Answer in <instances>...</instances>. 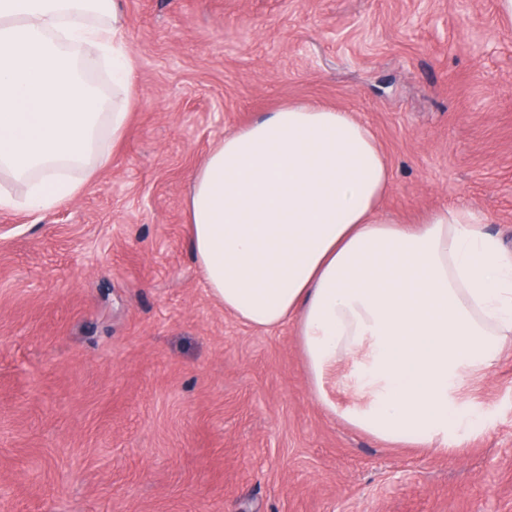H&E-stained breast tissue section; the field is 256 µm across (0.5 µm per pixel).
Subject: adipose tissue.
Wrapping results in <instances>:
<instances>
[{
  "instance_id": "ef3b65f1",
  "label": "adipose tissue",
  "mask_w": 512,
  "mask_h": 512,
  "mask_svg": "<svg viewBox=\"0 0 512 512\" xmlns=\"http://www.w3.org/2000/svg\"><path fill=\"white\" fill-rule=\"evenodd\" d=\"M117 0H0V208L38 216L108 161L134 101ZM391 172L352 113L291 103L225 135L187 199L194 261L247 325L293 324L314 395L339 376L354 429L393 445L444 433L451 391L512 335V251L466 207L383 216Z\"/></svg>"
}]
</instances>
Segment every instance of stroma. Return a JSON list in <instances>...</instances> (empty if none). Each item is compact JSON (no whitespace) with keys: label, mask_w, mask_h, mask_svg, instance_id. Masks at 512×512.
I'll use <instances>...</instances> for the list:
<instances>
[{"label":"stroma","mask_w":512,"mask_h":512,"mask_svg":"<svg viewBox=\"0 0 512 512\" xmlns=\"http://www.w3.org/2000/svg\"><path fill=\"white\" fill-rule=\"evenodd\" d=\"M125 133L75 198L0 209V512H512V348L469 429L400 448L315 398L296 330L208 290L194 171L295 101L371 128L381 209L465 206L512 250V20L495 0H121Z\"/></svg>","instance_id":"35a3bbf8"}]
</instances>
